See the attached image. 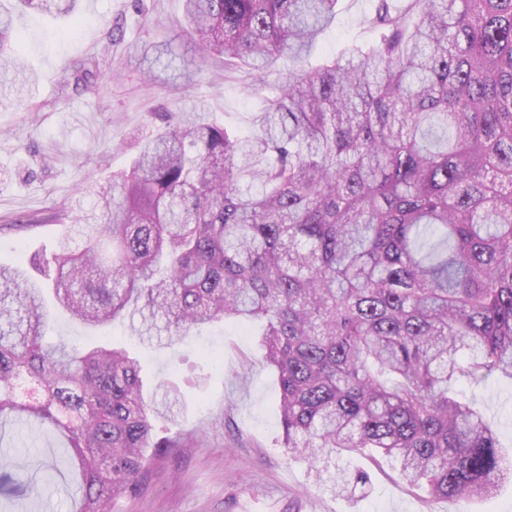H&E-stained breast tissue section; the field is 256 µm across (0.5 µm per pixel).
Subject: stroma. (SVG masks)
<instances>
[{"label": "stroma", "instance_id": "35a3bbf8", "mask_svg": "<svg viewBox=\"0 0 512 512\" xmlns=\"http://www.w3.org/2000/svg\"><path fill=\"white\" fill-rule=\"evenodd\" d=\"M369 0H346L325 47L340 52L368 39L361 23ZM24 67L0 76V264L29 266L51 257L77 210H92L96 193L135 153L155 113L203 109L246 130L258 104L255 82L228 72L219 57L202 58L184 32L182 0H80L61 20L15 14ZM121 28L120 41L105 32ZM86 60L105 77L94 92L61 87L64 73ZM43 216L40 224L26 217ZM47 340L81 345L122 343L139 358L145 391L160 380L184 393L169 434L185 445L153 460L140 484L112 512H512V482L490 498L432 499L403 484L386 458L352 454L343 466L364 470L369 485L343 496L281 444L276 372L262 364L255 330L227 320L192 332L184 343L139 336L129 320L90 330L58 306ZM512 451V381L458 382ZM27 465L39 497L16 512H69L80 497L72 454L50 427H0V456Z\"/></svg>", "mask_w": 512, "mask_h": 512}]
</instances>
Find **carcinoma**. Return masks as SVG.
<instances>
[{
  "instance_id": "carcinoma-1",
  "label": "carcinoma",
  "mask_w": 512,
  "mask_h": 512,
  "mask_svg": "<svg viewBox=\"0 0 512 512\" xmlns=\"http://www.w3.org/2000/svg\"><path fill=\"white\" fill-rule=\"evenodd\" d=\"M65 16L77 0H17ZM184 29L274 95L252 128L157 112L128 169L51 259L0 265V425L52 426L81 498L112 512L141 482L180 389L145 398L120 347L45 341V286L87 327L140 317L184 340L261 322L284 447L314 467L370 448L434 499L488 497L512 461L461 379L512 381V0H375L368 43L312 62L343 0H182ZM21 65L0 9V68ZM98 87L82 63L63 80ZM83 238L73 247L74 236ZM37 384L20 401L17 380ZM340 491L366 484L339 469ZM38 485L0 476V498Z\"/></svg>"
}]
</instances>
